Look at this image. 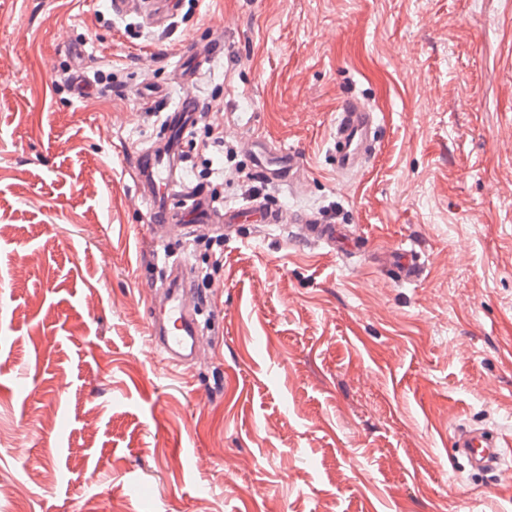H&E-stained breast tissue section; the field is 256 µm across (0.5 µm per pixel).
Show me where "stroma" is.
I'll return each mask as SVG.
<instances>
[{"label": "stroma", "instance_id": "stroma-1", "mask_svg": "<svg viewBox=\"0 0 512 512\" xmlns=\"http://www.w3.org/2000/svg\"><path fill=\"white\" fill-rule=\"evenodd\" d=\"M214 34L186 179L335 214L368 248L195 227L210 342L172 374L146 354L161 248L128 166L162 115L137 91ZM75 64L111 85L74 97ZM349 94L382 144L347 184L329 133ZM256 137L303 155V191H253ZM401 243L419 282L371 264ZM462 423L512 438V0H181L165 31L0 0V484L24 497L0 512H512L511 487L452 465Z\"/></svg>", "mask_w": 512, "mask_h": 512}]
</instances>
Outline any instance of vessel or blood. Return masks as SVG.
I'll use <instances>...</instances> for the list:
<instances>
[{"label": "vessel or blood", "instance_id": "vessel-or-blood-1", "mask_svg": "<svg viewBox=\"0 0 512 512\" xmlns=\"http://www.w3.org/2000/svg\"><path fill=\"white\" fill-rule=\"evenodd\" d=\"M111 8L118 16L145 15L149 24L162 27L178 6L175 0H112ZM222 48V41L197 39L181 53L173 73L186 93L166 112L162 136L151 147L136 151L130 162L136 194L146 207L149 224L175 226L186 237L198 224L222 225L224 236L229 239L242 225L281 224L289 219L282 208L258 198L243 206H218L206 191L183 178V154L201 110L191 89ZM379 128L380 120L369 99L350 95L342 100L330 132L338 178L354 180L374 160L380 145ZM249 160L255 178L288 188L296 187L305 171L299 153L271 148L260 138L252 140ZM289 220L301 228L305 242L339 257L361 249L364 243L360 233L325 214L298 213ZM375 261L404 283L417 282L425 271L421 251L412 246L384 248L376 253ZM156 280L164 299L148 323V347L152 354L164 358L169 372L177 373L194 360L203 340L194 313L186 304L187 297L196 295L197 290L189 263L179 258L164 264ZM451 446L454 458L465 459L472 469L485 471L493 467L501 476L512 478V441L503 435L461 425L453 431Z\"/></svg>", "mask_w": 512, "mask_h": 512}]
</instances>
